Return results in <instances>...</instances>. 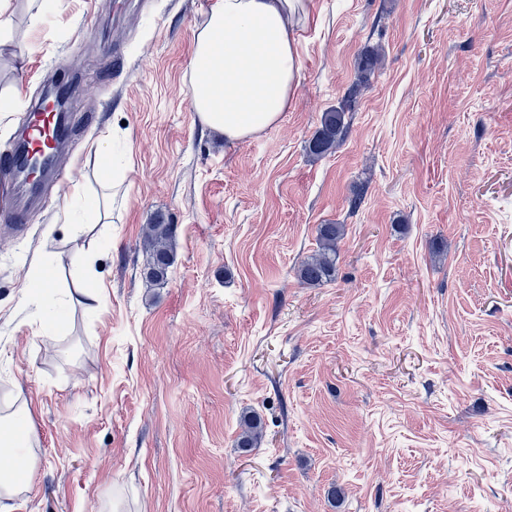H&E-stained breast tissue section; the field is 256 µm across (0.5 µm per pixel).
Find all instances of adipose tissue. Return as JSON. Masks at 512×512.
Instances as JSON below:
<instances>
[{"label": "adipose tissue", "mask_w": 512, "mask_h": 512, "mask_svg": "<svg viewBox=\"0 0 512 512\" xmlns=\"http://www.w3.org/2000/svg\"><path fill=\"white\" fill-rule=\"evenodd\" d=\"M304 0H216L196 33L192 106L239 142L275 125L299 85L292 28Z\"/></svg>", "instance_id": "adipose-tissue-1"}]
</instances>
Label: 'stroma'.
<instances>
[{"instance_id": "1", "label": "stroma", "mask_w": 512, "mask_h": 512, "mask_svg": "<svg viewBox=\"0 0 512 512\" xmlns=\"http://www.w3.org/2000/svg\"><path fill=\"white\" fill-rule=\"evenodd\" d=\"M213 3L50 0L34 28L12 0L0 101L67 79L76 128L24 224L0 199V401L25 402L35 460L14 512H512V0H307L295 97L232 145L189 100ZM158 216L175 263L151 288ZM321 224L345 235L308 286ZM38 262L64 306L48 343ZM351 98L348 95L341 105L323 113L321 126L308 144L310 155L323 157L340 144L347 128L346 112L350 110ZM53 280L54 274L52 269L47 266H42L30 278V285L28 287L30 288L28 293L29 301L40 306V330L38 336L43 340H50L52 338L49 320L53 312L48 307H45L43 302L45 294L49 292L48 288H52ZM263 424L257 417H249L242 424V431L238 436L237 448H255L262 436Z\"/></svg>"}]
</instances>
